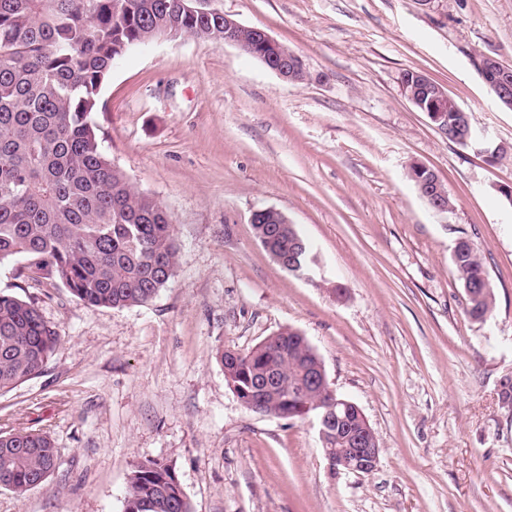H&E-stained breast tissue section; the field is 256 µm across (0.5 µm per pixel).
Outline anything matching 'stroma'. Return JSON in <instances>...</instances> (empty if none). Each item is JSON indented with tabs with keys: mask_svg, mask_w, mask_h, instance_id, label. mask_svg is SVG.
Here are the masks:
<instances>
[{
	"mask_svg": "<svg viewBox=\"0 0 512 512\" xmlns=\"http://www.w3.org/2000/svg\"><path fill=\"white\" fill-rule=\"evenodd\" d=\"M303 61L282 80L236 47L150 42L120 58L93 119L132 187L166 208L178 245L145 305L90 306L0 264V292L34 301L60 341L43 373L0 395V429L47 433L55 471L0 512H123L133 465H172L193 512H512V109L478 68L512 67V0H213ZM439 83L491 145L488 162L402 91ZM455 202L422 199L412 166ZM288 216L317 262L304 277L258 241L251 217ZM481 255L482 321L452 255ZM343 297H336V288ZM300 331L381 450L335 473L315 419L263 415L228 387L219 352ZM454 252L455 258L452 259L453 265L458 279L462 282L464 288L466 282L475 285L477 282H481V280L487 276L479 254L474 250L468 240H459ZM479 288H483L482 291H491L488 300L483 303V310L481 313L482 315L486 312H491L494 301V294L490 283L486 279H484L483 284L479 286ZM467 314L473 320H476L477 317L481 316L476 315V307H474L470 298ZM486 317L487 313L481 316L478 320H483Z\"/></svg>",
	"mask_w": 512,
	"mask_h": 512,
	"instance_id": "35a3bbf8",
	"label": "stroma"
}]
</instances>
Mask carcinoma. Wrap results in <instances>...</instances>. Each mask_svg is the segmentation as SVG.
Here are the masks:
<instances>
[{"instance_id":"1","label":"carcinoma","mask_w":512,"mask_h":512,"mask_svg":"<svg viewBox=\"0 0 512 512\" xmlns=\"http://www.w3.org/2000/svg\"><path fill=\"white\" fill-rule=\"evenodd\" d=\"M174 33L224 43V17L199 14L182 0H0V263L25 261L30 278L53 279L91 306L144 304L174 274L177 246L163 206L134 189L101 146L92 114L116 60ZM257 238L283 252L296 229L267 214ZM458 279L475 284L486 271L466 239L455 247ZM60 340L32 301L0 295V394L40 375ZM231 391L253 411L302 420V408L338 410L330 447L357 412L336 407L317 384L298 397L314 363L312 346L281 330L246 353L223 352ZM46 434L0 431V488L18 495L56 469ZM124 512H192L171 466L133 465Z\"/></svg>"}]
</instances>
